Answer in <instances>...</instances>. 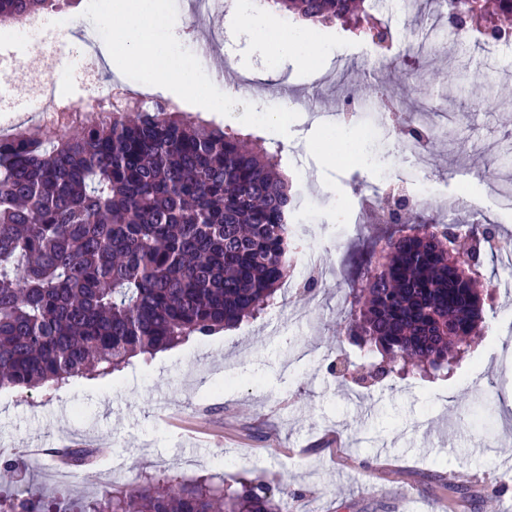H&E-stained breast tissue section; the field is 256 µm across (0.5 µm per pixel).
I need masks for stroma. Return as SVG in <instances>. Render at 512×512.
Instances as JSON below:
<instances>
[{"instance_id":"1","label":"stroma","mask_w":512,"mask_h":512,"mask_svg":"<svg viewBox=\"0 0 512 512\" xmlns=\"http://www.w3.org/2000/svg\"><path fill=\"white\" fill-rule=\"evenodd\" d=\"M175 31L184 47L207 27L223 29L235 67L261 82L264 94L316 97L317 108L334 112L337 76L374 83L367 66L371 40L333 24L311 34L330 43L320 66L273 57L261 25L287 24L275 11L260 12L249 0L209 25L193 21L188 0H176ZM0 57L15 62L8 93L31 96L47 81L59 58L16 39L0 38ZM420 76L407 101L425 106L447 134L432 153L430 174L444 195L462 193L473 208L492 211L502 235L512 237V213H496L493 197L475 169L512 148V40L489 51L473 36L459 35L450 51L433 49L429 62L406 63ZM180 111L235 132L246 141L281 151L293 181L296 206L312 207L327 226L315 250L327 276L312 297H290L282 308L235 328L136 357L108 376H84L59 388L0 389V458L13 461L16 482L31 483L37 468L19 451L21 443L50 440L54 447L87 440L128 460L130 471L100 462V489L152 471L157 458L170 460L182 477L223 474L232 481L261 478L288 495V512H485L495 501L512 512V480H503L502 451L512 449V409L501 404L512 392V358L499 340L512 337V296L490 290L483 336L449 374L433 377L394 372L360 390L351 376L363 356L350 340H336V324L348 309V282L366 257L381 226L338 236V209H351L375 181L364 161L345 155L358 141L360 123L330 134L304 114L283 136L240 123L243 106L226 117L179 100ZM470 127L456 135L460 118ZM347 367L348 376L333 371ZM470 477L464 496L446 491L450 473Z\"/></svg>"}]
</instances>
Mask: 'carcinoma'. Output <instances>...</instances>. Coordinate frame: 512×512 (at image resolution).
<instances>
[{
    "label": "carcinoma",
    "mask_w": 512,
    "mask_h": 512,
    "mask_svg": "<svg viewBox=\"0 0 512 512\" xmlns=\"http://www.w3.org/2000/svg\"><path fill=\"white\" fill-rule=\"evenodd\" d=\"M57 0H0V19L31 20ZM296 20L371 17L370 0H265ZM472 30H512V0H431ZM377 91L336 83L349 110ZM295 197L278 153L175 109L134 103L80 137L29 128L0 136V389L31 390L151 355L277 304L296 243ZM482 224H439L409 207L380 257L350 284L336 338L393 367L448 369L479 335L484 305L459 248ZM0 512H287L263 481L151 474L93 496H0Z\"/></svg>",
    "instance_id": "obj_1"
}]
</instances>
